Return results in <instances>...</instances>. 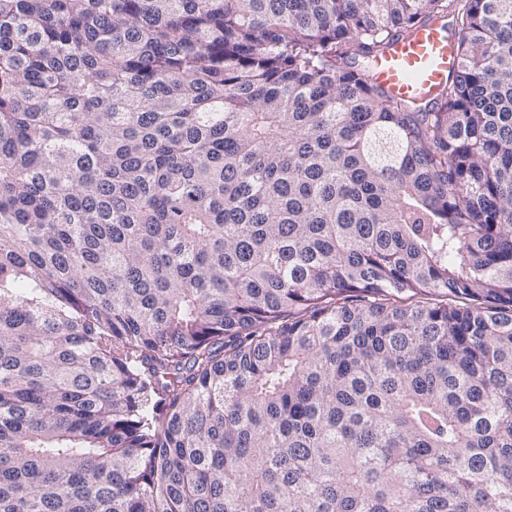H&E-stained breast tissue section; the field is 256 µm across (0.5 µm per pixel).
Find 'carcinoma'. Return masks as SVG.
I'll list each match as a JSON object with an SVG mask.
<instances>
[{"label": "carcinoma", "instance_id": "cac0c4a2", "mask_svg": "<svg viewBox=\"0 0 512 512\" xmlns=\"http://www.w3.org/2000/svg\"><path fill=\"white\" fill-rule=\"evenodd\" d=\"M0 512H512V0H0ZM455 66V45L438 23L397 41L374 65V76L395 96L430 97Z\"/></svg>", "mask_w": 512, "mask_h": 512}]
</instances>
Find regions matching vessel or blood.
<instances>
[{
    "instance_id": "vessel-or-blood-1",
    "label": "vessel or blood",
    "mask_w": 512,
    "mask_h": 512,
    "mask_svg": "<svg viewBox=\"0 0 512 512\" xmlns=\"http://www.w3.org/2000/svg\"><path fill=\"white\" fill-rule=\"evenodd\" d=\"M455 66V45L440 24L397 41L374 65V76L395 96L430 97Z\"/></svg>"
}]
</instances>
